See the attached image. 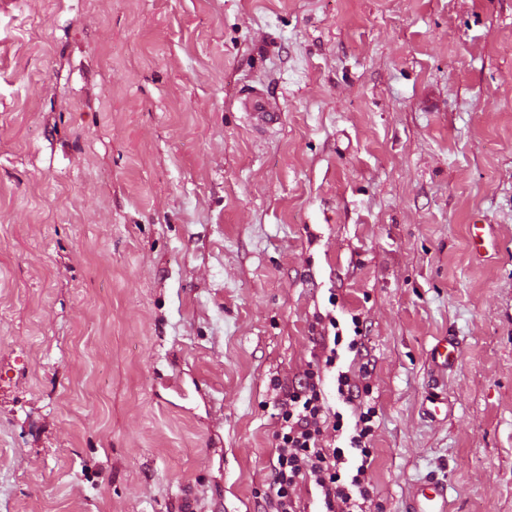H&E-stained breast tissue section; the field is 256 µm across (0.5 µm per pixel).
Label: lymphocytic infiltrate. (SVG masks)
Masks as SVG:
<instances>
[{
  "label": "lymphocytic infiltrate",
  "instance_id": "1",
  "mask_svg": "<svg viewBox=\"0 0 512 512\" xmlns=\"http://www.w3.org/2000/svg\"><path fill=\"white\" fill-rule=\"evenodd\" d=\"M316 342L322 351L321 365L281 389L277 403L281 427L263 512H307L296 494L305 481L316 489L318 512H366L371 496L368 470L377 410L364 401L363 387L336 368L340 349L362 355V336L347 337L338 329L333 335L318 336ZM330 371L336 374L337 399L350 409L353 425H346L342 411L327 403L323 382ZM328 430L333 431V440H325Z\"/></svg>",
  "mask_w": 512,
  "mask_h": 512
}]
</instances>
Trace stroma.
Wrapping results in <instances>:
<instances>
[{"label":"stroma","instance_id":"1","mask_svg":"<svg viewBox=\"0 0 512 512\" xmlns=\"http://www.w3.org/2000/svg\"><path fill=\"white\" fill-rule=\"evenodd\" d=\"M333 318L367 512H512V0H0V512H261ZM240 103L250 117L253 131H265L280 123L282 112L279 104L268 95L247 92L241 96ZM432 355L435 362L443 366L444 369L453 367L458 359L456 343L451 338L443 337L433 348ZM448 488L436 482L420 484L413 496L409 512H447ZM449 512V511H448Z\"/></svg>","mask_w":512,"mask_h":512}]
</instances>
